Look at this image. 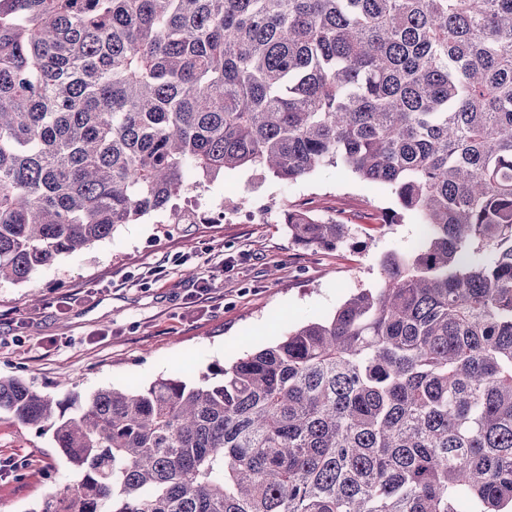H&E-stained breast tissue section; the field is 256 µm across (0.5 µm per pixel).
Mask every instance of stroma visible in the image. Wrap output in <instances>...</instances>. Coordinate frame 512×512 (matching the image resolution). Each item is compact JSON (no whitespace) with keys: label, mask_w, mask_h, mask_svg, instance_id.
Masks as SVG:
<instances>
[{"label":"stroma","mask_w":512,"mask_h":512,"mask_svg":"<svg viewBox=\"0 0 512 512\" xmlns=\"http://www.w3.org/2000/svg\"><path fill=\"white\" fill-rule=\"evenodd\" d=\"M242 213L233 224L203 213L194 224L143 221L36 271L0 282V373L84 408L98 390L146 386L171 374L219 381L221 368L274 344L288 330L331 315L353 292L381 285L380 261L420 240L414 219L382 221L396 208L388 188L326 165L296 182L260 168L230 171L202 186ZM351 227L334 250L296 244L290 209ZM162 266L155 278L147 271ZM207 291H197L200 280ZM39 302H31L30 294ZM0 512H33L78 474L52 430L0 419Z\"/></svg>","instance_id":"stroma-1"}]
</instances>
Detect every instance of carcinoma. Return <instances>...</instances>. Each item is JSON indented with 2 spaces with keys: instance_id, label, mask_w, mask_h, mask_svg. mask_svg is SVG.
Segmentation results:
<instances>
[{
  "instance_id": "1",
  "label": "carcinoma",
  "mask_w": 512,
  "mask_h": 512,
  "mask_svg": "<svg viewBox=\"0 0 512 512\" xmlns=\"http://www.w3.org/2000/svg\"><path fill=\"white\" fill-rule=\"evenodd\" d=\"M326 164L421 243L217 383L68 414L0 374V414L81 474L31 512H512V0H0L1 281L168 210L189 169Z\"/></svg>"
}]
</instances>
